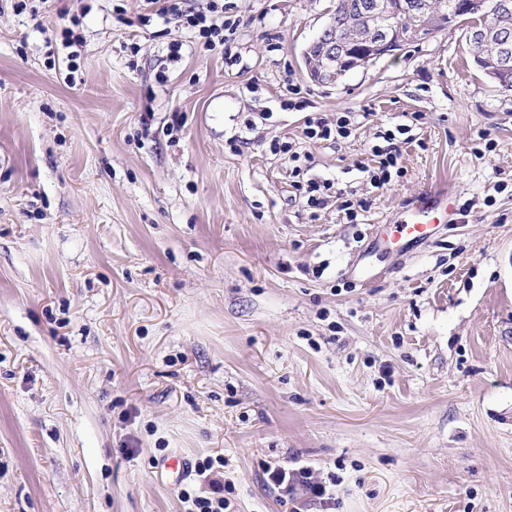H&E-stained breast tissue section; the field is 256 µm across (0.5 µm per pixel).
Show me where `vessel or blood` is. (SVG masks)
<instances>
[{"label": "vessel or blood", "instance_id": "1", "mask_svg": "<svg viewBox=\"0 0 512 512\" xmlns=\"http://www.w3.org/2000/svg\"><path fill=\"white\" fill-rule=\"evenodd\" d=\"M449 210L447 193L425 192L415 205L404 211L398 223L384 225L373 240L371 251L386 250L395 245L411 249L427 242L435 224L441 223Z\"/></svg>", "mask_w": 512, "mask_h": 512}]
</instances>
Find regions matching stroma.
<instances>
[{
	"label": "stroma",
	"instance_id": "1",
	"mask_svg": "<svg viewBox=\"0 0 512 512\" xmlns=\"http://www.w3.org/2000/svg\"><path fill=\"white\" fill-rule=\"evenodd\" d=\"M0 0V512H512V91L455 26L333 84L332 0H228L207 50L149 0ZM73 28L74 49L43 29ZM350 119L312 141L308 118ZM406 124L402 177L355 165ZM309 177L354 191L310 209ZM456 221L347 270L422 193ZM179 455L174 488L157 473ZM310 467L329 505L281 501ZM267 482L278 490L284 501L297 499L300 492L313 500H321L326 495V487L310 479L308 469L302 467L298 472L274 467L267 470ZM222 474L223 476L217 475L208 479L209 490L205 491L207 495L192 497L187 492L183 494L184 503L191 501L187 512H224L228 508L229 502L224 498V472Z\"/></svg>",
	"mask_w": 512,
	"mask_h": 512
}]
</instances>
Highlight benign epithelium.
Segmentation results:
<instances>
[{"label": "benign epithelium", "instance_id": "7a95c632", "mask_svg": "<svg viewBox=\"0 0 512 512\" xmlns=\"http://www.w3.org/2000/svg\"><path fill=\"white\" fill-rule=\"evenodd\" d=\"M378 5L364 0L359 4V17L368 27L372 52L352 60L348 55V42L342 38L326 43L318 40L304 52V62L310 78L318 83H332L336 78L369 62L394 54L401 43L395 41L402 35L405 42H424L435 37L439 30L438 19L445 16L443 3L428 0H404L398 12L381 15ZM485 16L512 14V0H486L482 8ZM493 67L488 69L495 78L512 67V40L503 37L493 53Z\"/></svg>", "mask_w": 512, "mask_h": 512}]
</instances>
